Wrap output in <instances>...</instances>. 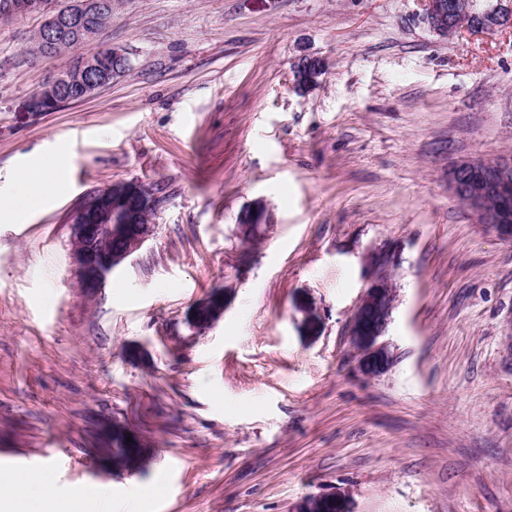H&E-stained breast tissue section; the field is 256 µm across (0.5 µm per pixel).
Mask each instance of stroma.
<instances>
[{
  "label": "stroma",
  "mask_w": 512,
  "mask_h": 512,
  "mask_svg": "<svg viewBox=\"0 0 512 512\" xmlns=\"http://www.w3.org/2000/svg\"><path fill=\"white\" fill-rule=\"evenodd\" d=\"M419 0H112L85 53L132 69L31 112L69 65L31 58L41 19H0V197L51 158L60 193L0 218V468L50 472L79 512H512V240L448 191L464 159L512 155V33L443 38ZM322 58L301 92L292 68ZM119 181L163 190L154 236L87 293L69 215ZM271 225L242 243L237 216ZM395 255L398 359L355 371L347 325ZM223 317L192 329L213 289ZM146 467L104 471L97 423ZM112 433V450L118 451L120 448H116L119 446H123L124 448H128V451L134 452L135 448H129L132 445L134 440L136 439V435L132 433L130 430L118 425L115 422H112V429L110 430ZM131 435L132 442H127L126 437ZM152 448L145 447L138 448L136 452L129 454L125 461L124 465L119 468H112V464H118V460L113 457L111 458L107 454H101L97 456V459L100 462V465L107 470H112V472H132L141 469L148 460ZM291 512H351L340 493H319L303 498Z\"/></svg>",
  "instance_id": "stroma-1"
}]
</instances>
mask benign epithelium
Here are the masks:
<instances>
[{
	"mask_svg": "<svg viewBox=\"0 0 512 512\" xmlns=\"http://www.w3.org/2000/svg\"><path fill=\"white\" fill-rule=\"evenodd\" d=\"M422 19L437 35L455 36L470 33H494L512 29V0H421ZM12 14H36L42 22L35 33L38 52L46 55L69 37L87 43L97 35L89 20L92 16L112 10V0H75V7L60 14L51 10L44 0H7ZM126 53L118 48H105L84 55L72 70L57 74L28 101L31 112L57 110L76 101L93 98L113 80L121 77L119 65ZM325 71L323 59L304 56L293 69L294 84L311 90L318 86ZM448 189L478 224H485L505 239H512V212L501 204L488 207V198H512V157L494 160H471L457 164L448 172ZM164 196L157 188L137 181L116 182L81 200L71 214L73 258L78 265L82 288L97 291L107 276L130 256L140 250L153 236L155 225L140 223V212L150 206L158 210ZM250 222L238 226L240 237L260 232L267 215L262 203L246 208ZM394 256L386 254L381 271L373 275L354 309L347 326L356 352L358 373L374 379L386 373L397 359L394 346L385 339L396 307L397 288L387 272ZM226 299L222 291L193 307L188 323L197 326V312L207 314L206 325L224 315ZM151 449L142 447L128 455L117 472L141 469ZM291 512H350L341 494L319 493L303 498Z\"/></svg>",
	"mask_w": 512,
	"mask_h": 512,
	"instance_id": "1",
	"label": "benign epithelium"
}]
</instances>
